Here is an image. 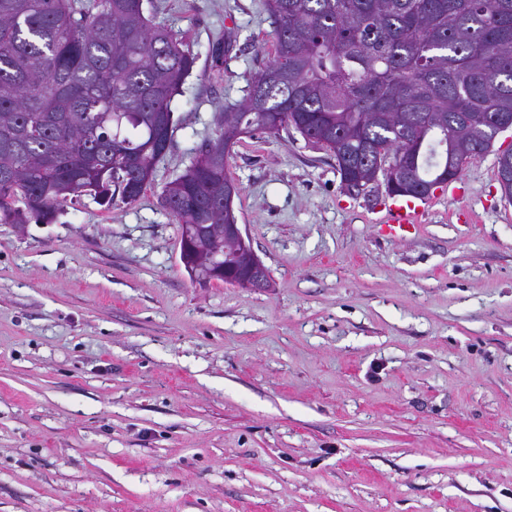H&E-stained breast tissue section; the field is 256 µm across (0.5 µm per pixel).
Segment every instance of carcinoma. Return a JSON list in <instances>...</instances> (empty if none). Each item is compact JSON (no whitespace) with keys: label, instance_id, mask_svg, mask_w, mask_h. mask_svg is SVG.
Here are the masks:
<instances>
[{"label":"carcinoma","instance_id":"cac0c4a2","mask_svg":"<svg viewBox=\"0 0 512 512\" xmlns=\"http://www.w3.org/2000/svg\"><path fill=\"white\" fill-rule=\"evenodd\" d=\"M273 57L218 118L209 154L162 192L186 224L224 223V140L290 129L336 158L340 178L391 156L429 182L489 153L512 121V0H265ZM196 57L144 0H0V223H49L67 201L137 202L172 139L171 102ZM279 78L268 80L272 72ZM280 116L269 127L265 113Z\"/></svg>","mask_w":512,"mask_h":512}]
</instances>
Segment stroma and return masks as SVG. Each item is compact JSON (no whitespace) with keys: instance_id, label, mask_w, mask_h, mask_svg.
<instances>
[{"instance_id":"obj_1","label":"stroma","mask_w":512,"mask_h":512,"mask_svg":"<svg viewBox=\"0 0 512 512\" xmlns=\"http://www.w3.org/2000/svg\"><path fill=\"white\" fill-rule=\"evenodd\" d=\"M155 3L196 64L153 185L0 224V512H512V132L398 240L328 151L242 135L226 166L270 285H199L159 196L272 27L264 0Z\"/></svg>"}]
</instances>
